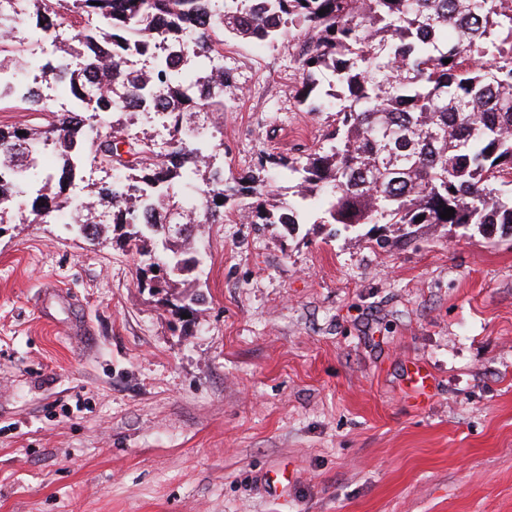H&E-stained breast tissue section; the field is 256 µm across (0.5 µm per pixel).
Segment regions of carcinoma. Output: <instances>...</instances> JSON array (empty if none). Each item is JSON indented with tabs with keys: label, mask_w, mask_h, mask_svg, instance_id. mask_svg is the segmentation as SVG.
<instances>
[{
	"label": "carcinoma",
	"mask_w": 512,
	"mask_h": 512,
	"mask_svg": "<svg viewBox=\"0 0 512 512\" xmlns=\"http://www.w3.org/2000/svg\"><path fill=\"white\" fill-rule=\"evenodd\" d=\"M60 25L73 36L54 60L25 52L24 42ZM296 27L309 36L299 102L309 112L333 108L336 128L322 151L261 157L260 169L296 180L269 209L266 178L226 181L210 166L223 142L182 116L224 111V41L273 44ZM136 57L150 69L117 65ZM326 70L338 87L329 100L317 93ZM22 71L51 77L72 111L32 94ZM0 77L19 87L11 107L48 117L0 128V167L11 173L0 179V198H9L0 224L21 209L14 188L27 181L32 221L58 217L93 237L103 223L128 227L139 256H171L161 270L169 288L185 287L191 270L180 257L188 216L222 224L244 193L256 199L255 224H301L317 210V224H380L398 239L448 224L512 235V0H72L67 9L63 0H18L0 14ZM160 108L174 121L169 151L154 162L153 145L116 116ZM45 145L51 168L33 161ZM86 163L109 181L66 218L64 191ZM446 208L455 210L449 219L440 217Z\"/></svg>",
	"instance_id": "1"
}]
</instances>
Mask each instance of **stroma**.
Masks as SVG:
<instances>
[{
	"mask_svg": "<svg viewBox=\"0 0 512 512\" xmlns=\"http://www.w3.org/2000/svg\"><path fill=\"white\" fill-rule=\"evenodd\" d=\"M305 39L225 44V179L335 128L296 99ZM247 204L194 227L187 319L118 232L0 230V512H512V240Z\"/></svg>",
	"mask_w": 512,
	"mask_h": 512,
	"instance_id": "1",
	"label": "stroma"
}]
</instances>
